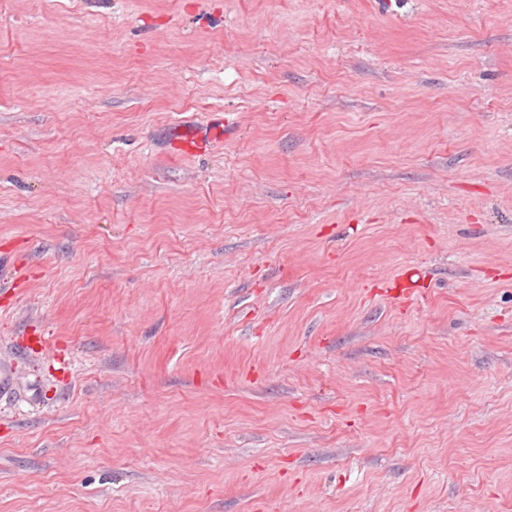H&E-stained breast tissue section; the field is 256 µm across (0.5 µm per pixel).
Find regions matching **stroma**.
<instances>
[{
	"mask_svg": "<svg viewBox=\"0 0 512 512\" xmlns=\"http://www.w3.org/2000/svg\"><path fill=\"white\" fill-rule=\"evenodd\" d=\"M0 512H512V0H0Z\"/></svg>",
	"mask_w": 512,
	"mask_h": 512,
	"instance_id": "stroma-1",
	"label": "stroma"
}]
</instances>
